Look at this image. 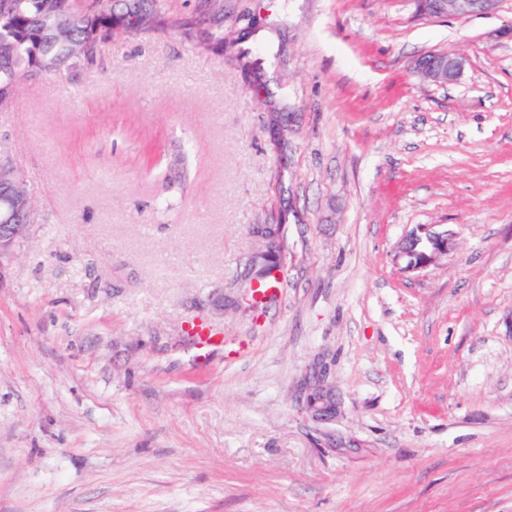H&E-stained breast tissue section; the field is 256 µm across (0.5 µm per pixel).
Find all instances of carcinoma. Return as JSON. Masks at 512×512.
Instances as JSON below:
<instances>
[{"label": "carcinoma", "mask_w": 512, "mask_h": 512, "mask_svg": "<svg viewBox=\"0 0 512 512\" xmlns=\"http://www.w3.org/2000/svg\"><path fill=\"white\" fill-rule=\"evenodd\" d=\"M128 16L156 22L162 0H127ZM114 0H0V109L13 106L24 76L89 68L112 43ZM270 240L259 259L276 265L281 225L268 226Z\"/></svg>", "instance_id": "cac0c4a2"}]
</instances>
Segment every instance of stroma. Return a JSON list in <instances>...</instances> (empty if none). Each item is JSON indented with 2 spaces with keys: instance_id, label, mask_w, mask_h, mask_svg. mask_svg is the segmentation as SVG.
I'll return each mask as SVG.
<instances>
[{
  "instance_id": "obj_1",
  "label": "stroma",
  "mask_w": 512,
  "mask_h": 512,
  "mask_svg": "<svg viewBox=\"0 0 512 512\" xmlns=\"http://www.w3.org/2000/svg\"><path fill=\"white\" fill-rule=\"evenodd\" d=\"M165 3L0 112L39 202L0 259V512H512V0ZM419 224L455 246L407 273ZM499 0H419L422 10L430 15L466 16L473 13H489ZM416 68L426 78L440 85L455 81L463 69L461 58L448 53H432L417 60ZM266 235L272 238L265 243V250L259 256V259L265 265L277 266L276 259L281 252L280 249L283 247L280 243L281 236V225L280 224H269ZM309 404L318 417L324 420H332L336 417V405L331 399L330 389L319 380L315 393L310 395Z\"/></svg>"
}]
</instances>
